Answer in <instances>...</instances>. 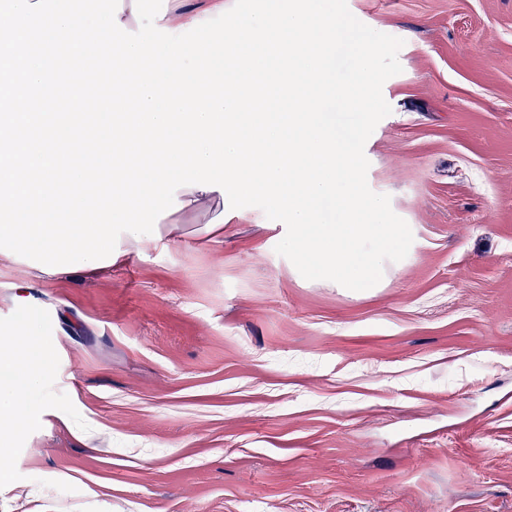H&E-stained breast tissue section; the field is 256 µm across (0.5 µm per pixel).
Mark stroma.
Masks as SVG:
<instances>
[{"label":"stroma","mask_w":512,"mask_h":512,"mask_svg":"<svg viewBox=\"0 0 512 512\" xmlns=\"http://www.w3.org/2000/svg\"><path fill=\"white\" fill-rule=\"evenodd\" d=\"M403 39L367 182L410 258L300 273L269 199L93 274L0 262V348L37 322L40 425L0 512H512V0H347Z\"/></svg>","instance_id":"obj_1"}]
</instances>
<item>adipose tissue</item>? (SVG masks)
Returning <instances> with one entry per match:
<instances>
[{
	"label": "adipose tissue",
	"mask_w": 512,
	"mask_h": 512,
	"mask_svg": "<svg viewBox=\"0 0 512 512\" xmlns=\"http://www.w3.org/2000/svg\"><path fill=\"white\" fill-rule=\"evenodd\" d=\"M0 0V247L53 275L119 259L116 239L142 243L170 216H207L219 233L224 207L243 192L272 198L289 243L309 252L320 278L358 293L378 287L407 257L403 224H322L321 204L379 213L381 200L352 193L360 159L316 128L295 134L257 111L262 74L275 68L291 108L305 111L327 83L321 39L297 6L224 21V0ZM50 49L38 50L41 40ZM225 77L215 78L216 62ZM105 83L111 107L94 113L42 107L47 93L78 101L86 76ZM306 164H296L298 155ZM109 167L97 178L94 165ZM70 216L67 224L57 223ZM37 325L0 354V434L34 428L44 405Z\"/></svg>",
	"instance_id": "obj_1"
}]
</instances>
